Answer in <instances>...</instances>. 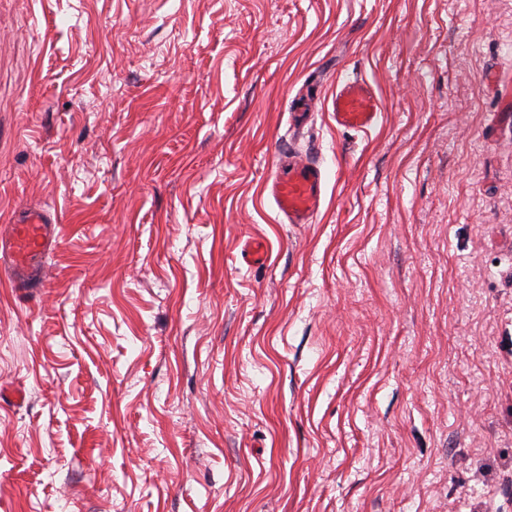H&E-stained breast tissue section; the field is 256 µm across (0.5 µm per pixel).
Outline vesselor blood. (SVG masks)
Here are the masks:
<instances>
[{"mask_svg":"<svg viewBox=\"0 0 512 512\" xmlns=\"http://www.w3.org/2000/svg\"><path fill=\"white\" fill-rule=\"evenodd\" d=\"M337 125L356 131L371 128L380 108L376 96L361 80L346 82L333 99ZM324 179L320 166L295 158L281 164L272 177L270 195L278 214L291 224L312 223L320 207ZM60 215L26 206L13 217L8 236L0 235V272L13 287L36 288L43 257L60 237Z\"/></svg>","mask_w":512,"mask_h":512,"instance_id":"b4317fda","label":"vessel or blood"}]
</instances>
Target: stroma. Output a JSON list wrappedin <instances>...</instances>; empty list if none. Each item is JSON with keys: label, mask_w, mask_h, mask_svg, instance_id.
Wrapping results in <instances>:
<instances>
[{"label": "stroma", "mask_w": 512, "mask_h": 512, "mask_svg": "<svg viewBox=\"0 0 512 512\" xmlns=\"http://www.w3.org/2000/svg\"><path fill=\"white\" fill-rule=\"evenodd\" d=\"M22 205L63 223L0 277V512H512V0H0ZM333 112L337 125L365 131L377 122L380 108L368 85L362 80H354L336 89ZM324 179L320 166L306 159L282 163L272 177L270 195L289 224H310L320 207Z\"/></svg>", "instance_id": "35a3bbf8"}]
</instances>
